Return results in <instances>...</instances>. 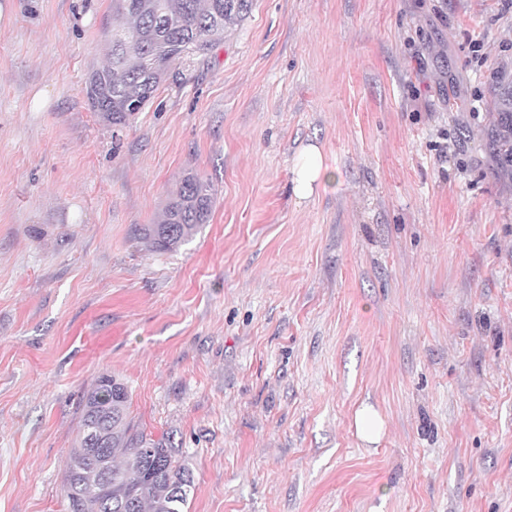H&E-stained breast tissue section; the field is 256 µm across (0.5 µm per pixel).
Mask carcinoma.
<instances>
[{
  "label": "carcinoma",
  "instance_id": "obj_1",
  "mask_svg": "<svg viewBox=\"0 0 512 512\" xmlns=\"http://www.w3.org/2000/svg\"><path fill=\"white\" fill-rule=\"evenodd\" d=\"M252 0H112L110 57L92 71L84 92L91 109L125 126L181 67L204 60L240 25ZM494 102L484 130L498 176L512 180V66L490 76ZM215 189L186 173L161 220L135 226L134 235L154 252L186 244L208 223ZM128 386L99 376L82 401L75 448L63 482L68 512H188L194 477L168 438L153 439L128 419Z\"/></svg>",
  "mask_w": 512,
  "mask_h": 512
}]
</instances>
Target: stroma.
<instances>
[{
    "label": "stroma",
    "instance_id": "35a3bbf8",
    "mask_svg": "<svg viewBox=\"0 0 512 512\" xmlns=\"http://www.w3.org/2000/svg\"><path fill=\"white\" fill-rule=\"evenodd\" d=\"M111 22L0 0V512H67L104 373L189 512H512V182L483 139L512 0H253L121 129L84 93ZM311 143L335 178L300 201ZM189 170L210 220L149 251ZM378 413L372 407H364L356 417L357 432L368 442H374L380 435L377 431Z\"/></svg>",
    "mask_w": 512,
    "mask_h": 512
}]
</instances>
